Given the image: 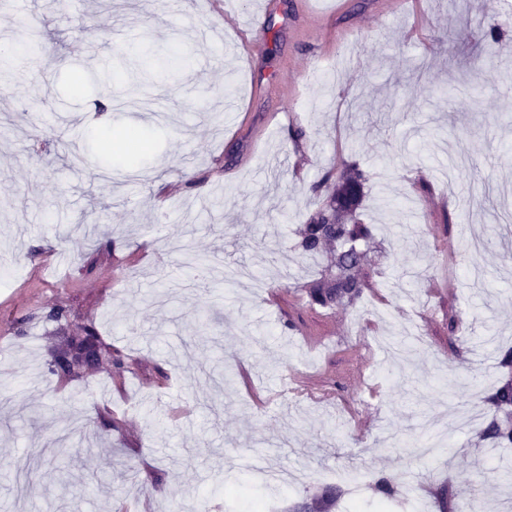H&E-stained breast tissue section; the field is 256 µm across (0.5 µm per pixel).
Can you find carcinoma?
<instances>
[{
    "label": "carcinoma",
    "instance_id": "cac0c4a2",
    "mask_svg": "<svg viewBox=\"0 0 512 512\" xmlns=\"http://www.w3.org/2000/svg\"><path fill=\"white\" fill-rule=\"evenodd\" d=\"M36 49L35 39L21 38L4 51V57L9 62L27 59ZM340 179L345 181L349 197L342 200L334 192H329L326 202L303 225L298 243L302 254L326 257L324 273L307 287L309 303L322 308L352 304L367 287L366 252L362 245L371 236V229L355 216L366 176L351 166L340 175ZM81 347L99 354L106 352L97 333L85 328L79 334L66 337L65 348L59 351L58 357L69 356ZM484 405V440L499 448L512 447V347L496 351V381L485 393ZM340 496L339 487L326 485L312 502L303 500L294 506L292 512H330Z\"/></svg>",
    "mask_w": 512,
    "mask_h": 512
}]
</instances>
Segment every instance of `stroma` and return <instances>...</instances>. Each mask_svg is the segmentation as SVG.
<instances>
[{
	"label": "stroma",
	"mask_w": 512,
	"mask_h": 512,
	"mask_svg": "<svg viewBox=\"0 0 512 512\" xmlns=\"http://www.w3.org/2000/svg\"><path fill=\"white\" fill-rule=\"evenodd\" d=\"M69 2L20 0L40 51L0 80V512L19 475L29 512H245L238 478L376 512L381 476L395 512H512V448L457 427L512 347V0H310L287 33L254 0ZM142 42L190 69L131 76ZM351 165L369 286L321 308L299 230ZM85 326L120 365L55 364Z\"/></svg>",
	"instance_id": "1"
}]
</instances>
